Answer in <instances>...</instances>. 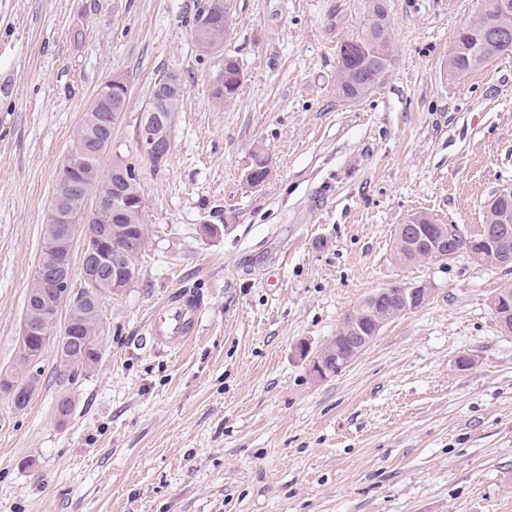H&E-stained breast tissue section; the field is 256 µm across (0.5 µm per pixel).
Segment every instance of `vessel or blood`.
<instances>
[{"mask_svg": "<svg viewBox=\"0 0 512 512\" xmlns=\"http://www.w3.org/2000/svg\"><path fill=\"white\" fill-rule=\"evenodd\" d=\"M201 312L202 298L195 290L171 292L150 318L149 333L156 347L173 353L182 350L194 338Z\"/></svg>", "mask_w": 512, "mask_h": 512, "instance_id": "1", "label": "vessel or blood"}]
</instances>
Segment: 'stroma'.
<instances>
[{"instance_id":"obj_1","label":"stroma","mask_w":512,"mask_h":512,"mask_svg":"<svg viewBox=\"0 0 512 512\" xmlns=\"http://www.w3.org/2000/svg\"><path fill=\"white\" fill-rule=\"evenodd\" d=\"M196 3L0 0V373L59 171L114 75L128 107L109 153L140 168L147 228L132 280L102 298L93 368L64 376L51 344L25 409L0 393V512H512V334L491 309L512 266L394 254L419 213L478 234L512 185V54L456 79L448 54L478 0H387L392 66L344 102L336 45L364 0H224L222 52L243 72L224 103ZM172 71L184 96L156 170L136 123ZM407 283L428 302L315 379L345 314ZM180 286L203 312L174 354L148 324Z\"/></svg>"}]
</instances>
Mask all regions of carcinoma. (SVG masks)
<instances>
[{
    "instance_id": "1",
    "label": "carcinoma",
    "mask_w": 512,
    "mask_h": 512,
    "mask_svg": "<svg viewBox=\"0 0 512 512\" xmlns=\"http://www.w3.org/2000/svg\"><path fill=\"white\" fill-rule=\"evenodd\" d=\"M488 0H480L479 8L472 20L461 28L456 40L467 45L475 41L482 43V52L474 58L464 51L451 50L448 55V70L457 78L463 79L480 68L487 61L512 53V38L503 42L484 39L485 32L496 27L499 31H512V13L500 14L486 8ZM210 25L209 35L224 40V4L223 0H205L192 17L194 34H199L200 23ZM370 37L380 39L378 51L379 62L368 63L359 52L353 51L357 42ZM338 66L336 70V95L344 100H358L368 95L381 81L393 61V46L388 11L384 0H365L364 24L355 32L344 36L336 48ZM222 83L213 87L212 95L217 100L234 97L239 91L242 70L236 59L224 57V69L221 71ZM117 117H112L110 125L103 132H98L92 122H82L79 126L71 154L84 159V170L90 178H96L101 169L102 159L92 153L95 136L101 134L112 138V125ZM124 177L111 179L109 182H98L95 185L102 194L112 196L141 197V172L135 165L124 162ZM143 210H130L124 213L104 215L94 220L96 224L112 225V266L125 274L126 281H131L135 272L134 260L146 243L147 231L142 221ZM102 296L89 295L84 289L73 290L67 302L66 321L75 326L77 335L64 344H57V352L61 363L69 375L74 377L78 371H85L96 363L99 352L95 342L96 330L102 312ZM17 365L19 371L13 373L16 383L23 388H34L38 384V369L30 370L25 365L23 350H18Z\"/></svg>"
}]
</instances>
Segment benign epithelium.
<instances>
[{"label": "benign epithelium", "mask_w": 512, "mask_h": 512, "mask_svg": "<svg viewBox=\"0 0 512 512\" xmlns=\"http://www.w3.org/2000/svg\"><path fill=\"white\" fill-rule=\"evenodd\" d=\"M127 81L122 77L109 80L99 91V100H108L113 111L123 112L127 107ZM166 122V114L150 112L141 117L139 138L148 144L150 159L163 161V146L160 141L161 128ZM80 159L71 156L63 166L61 180L53 192L48 220L54 224L52 242L44 248L43 257L36 268L33 293L28 313L24 316L21 336L30 340L32 336H51L55 332L59 309L68 298V286L71 282L70 252L73 241L72 209L74 201H87L94 196L93 214H108L134 205L143 206V198L125 199L92 192L87 178L75 179ZM397 239L406 251L417 254L427 252V256L452 258L457 254L455 239L449 232L431 224H420L416 217L397 227ZM471 256L478 260H495L512 249V209L505 210L500 223L487 226L482 237L471 244ZM83 251L93 257L95 262L85 266L82 274L83 287L94 288L101 281V270L112 269V225L90 224L85 228ZM403 308L417 309L429 298L430 289L425 284H404L398 288ZM392 296L389 288H380L349 312V350L338 351L333 359H325L323 353L315 352L311 357L312 375L323 380L333 372L348 365L379 333L381 328L395 316L396 308H379L382 299ZM512 306V293L503 291L496 294L491 307L501 328L508 331V313L505 309Z\"/></svg>", "instance_id": "benign-epithelium-1"}]
</instances>
